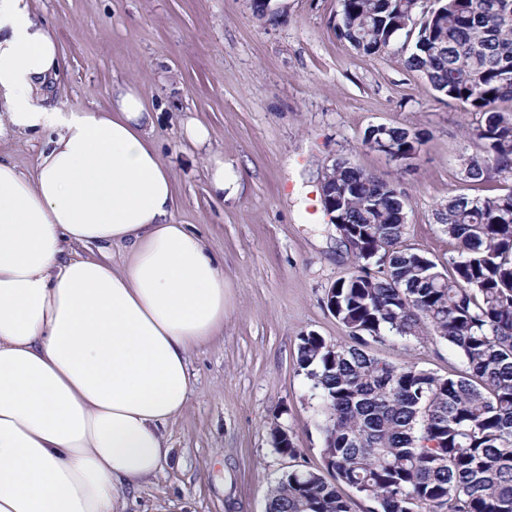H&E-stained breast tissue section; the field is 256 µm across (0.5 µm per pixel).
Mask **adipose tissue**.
<instances>
[{
    "mask_svg": "<svg viewBox=\"0 0 512 512\" xmlns=\"http://www.w3.org/2000/svg\"><path fill=\"white\" fill-rule=\"evenodd\" d=\"M59 67L32 0H0V115L51 134L30 173L0 158V512H120L170 455L190 354L224 325V266L174 221L140 92L63 112ZM111 243L122 267L78 253Z\"/></svg>",
    "mask_w": 512,
    "mask_h": 512,
    "instance_id": "adipose-tissue-1",
    "label": "adipose tissue"
}]
</instances>
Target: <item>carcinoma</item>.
<instances>
[{
	"mask_svg": "<svg viewBox=\"0 0 512 512\" xmlns=\"http://www.w3.org/2000/svg\"><path fill=\"white\" fill-rule=\"evenodd\" d=\"M336 31L366 56L403 33L407 67L434 91L480 115L482 154L465 173H512V0H340ZM420 152L424 134L369 128L364 144ZM324 179L354 237L355 268L327 305L347 330L343 347L308 334L297 362L321 401L324 466L333 481L292 470L272 487L266 512H350L342 488L370 512H512V189L458 195L437 219L456 242L448 265L404 245L405 200L396 186L339 158ZM388 263H383V258ZM445 341L464 369L441 376L393 364L373 343Z\"/></svg>",
	"mask_w": 512,
	"mask_h": 512,
	"instance_id": "1",
	"label": "carcinoma"
}]
</instances>
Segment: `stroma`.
Returning <instances> with one entry per match:
<instances>
[{
  "label": "stroma",
  "instance_id": "obj_1",
  "mask_svg": "<svg viewBox=\"0 0 512 512\" xmlns=\"http://www.w3.org/2000/svg\"><path fill=\"white\" fill-rule=\"evenodd\" d=\"M34 8L65 59L50 104L83 111L105 106L113 84L138 89L174 183V221L196 228L224 261V329L192 351L189 402L165 428L169 460L124 492V512H265L282 475L324 470L323 417L296 362L300 338L349 342L326 307L355 264L322 209L326 168L346 158L396 185L407 245L439 263L454 250L437 219L448 199L498 195L512 176L467 178L465 159L481 151L472 112L406 68L403 37L378 56L353 50L336 33L339 0H284L265 18L254 0H34ZM191 119L208 127L207 145L185 141ZM380 124L424 132L412 165L364 145ZM48 140L8 131L0 155L27 172ZM216 152L242 185L222 203L208 194ZM371 352L444 376L461 368L447 343L429 337ZM277 430L297 457L275 450Z\"/></svg>",
  "mask_w": 512,
  "mask_h": 512
}]
</instances>
